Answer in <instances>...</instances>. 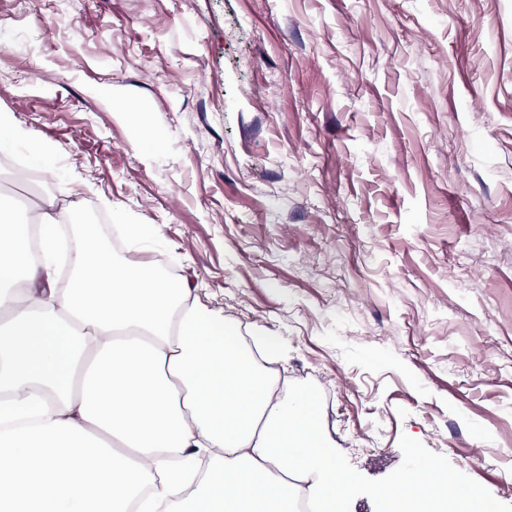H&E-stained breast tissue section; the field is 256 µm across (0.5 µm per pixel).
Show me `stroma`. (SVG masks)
I'll list each match as a JSON object with an SVG mask.
<instances>
[{"label": "stroma", "mask_w": 512, "mask_h": 512, "mask_svg": "<svg viewBox=\"0 0 512 512\" xmlns=\"http://www.w3.org/2000/svg\"><path fill=\"white\" fill-rule=\"evenodd\" d=\"M0 115L51 154L0 195L277 337L340 512L428 467L512 512V0H0Z\"/></svg>", "instance_id": "obj_1"}]
</instances>
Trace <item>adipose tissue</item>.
<instances>
[{"mask_svg":"<svg viewBox=\"0 0 512 512\" xmlns=\"http://www.w3.org/2000/svg\"><path fill=\"white\" fill-rule=\"evenodd\" d=\"M30 226L0 197V512H336L351 477L306 395L198 300L134 259L114 261L93 225L71 240L59 289L42 263L75 211L51 197ZM391 512H481L447 474L403 471Z\"/></svg>","mask_w":512,"mask_h":512,"instance_id":"adipose-tissue-1","label":"adipose tissue"}]
</instances>
